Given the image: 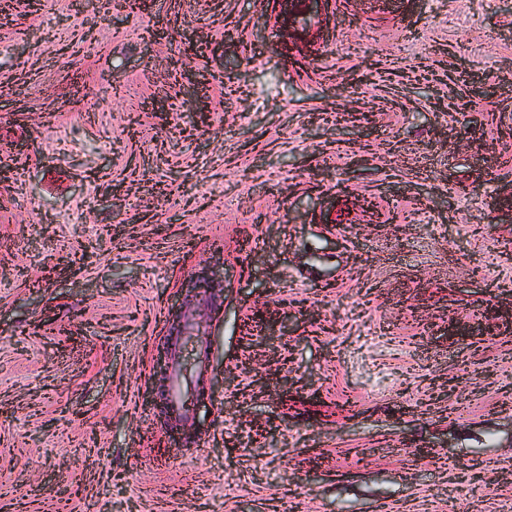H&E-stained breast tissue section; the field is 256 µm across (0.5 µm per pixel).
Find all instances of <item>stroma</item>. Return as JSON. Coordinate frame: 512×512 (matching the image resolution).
<instances>
[{"label": "stroma", "instance_id": "obj_1", "mask_svg": "<svg viewBox=\"0 0 512 512\" xmlns=\"http://www.w3.org/2000/svg\"><path fill=\"white\" fill-rule=\"evenodd\" d=\"M28 3L0 512H512V0Z\"/></svg>", "mask_w": 512, "mask_h": 512}]
</instances>
